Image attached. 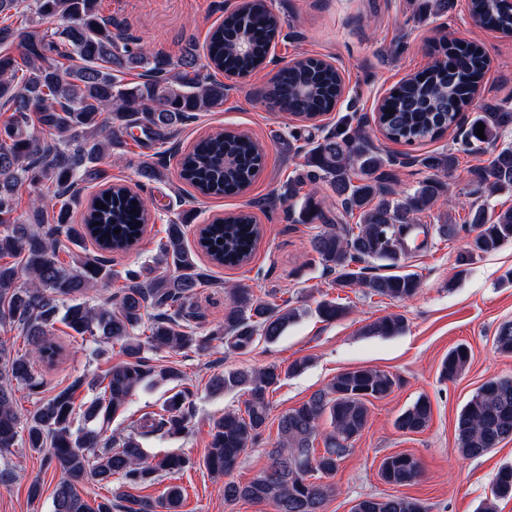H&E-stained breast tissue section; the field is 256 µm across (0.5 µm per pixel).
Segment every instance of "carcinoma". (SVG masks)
Returning <instances> with one entry per match:
<instances>
[{
    "label": "carcinoma",
    "mask_w": 512,
    "mask_h": 512,
    "mask_svg": "<svg viewBox=\"0 0 512 512\" xmlns=\"http://www.w3.org/2000/svg\"><path fill=\"white\" fill-rule=\"evenodd\" d=\"M24 0H0V112L11 116L0 127V257L24 254L23 266L0 263V322H7L24 336L28 349L14 353L0 340V450L14 446L20 420L13 405V384L36 398V410L26 422L25 445L47 452L64 474L55 491V512H112V500L95 505L81 495L78 485L86 478L102 484L117 476L132 489L151 486L164 474H179L191 467V458L167 454L147 458L142 440L151 436L184 433L191 392L183 387L165 399L161 410L146 414L135 431L123 438L103 436L99 423H108L124 410L127 399L150 377L181 382L174 368L156 369L145 349H204L217 342L235 350L249 348L256 337L277 340L297 315L288 303L276 304L254 296L246 288L233 291L224 322L206 328L196 322L194 297L209 281L187 245L188 224L172 220L157 246L154 263L162 272L148 279L136 270L124 274V284L109 302L94 307L81 300L88 289L116 277L104 255H73L61 262L62 240L82 245L93 238L103 251H126L139 242L149 221L144 198L125 185H112L90 199L82 223L72 222L79 203L80 182L96 173L95 166L123 147L108 129L145 121L146 134L163 139L176 128L224 105V83L215 72L250 73L266 62L269 45L281 34L279 17L267 0H243L240 9L224 20L207 39V65L196 64L192 51L177 63L114 34L100 14L99 0H34V15L56 23L50 31H25L13 18L24 15ZM474 25L512 33V5L507 0H469ZM434 62L406 78L383 98L378 107L382 134L394 142L413 145L432 141L457 124L458 113L478 94L489 61L474 43L441 44ZM141 68L144 81L132 86L112 73L110 65ZM340 72L320 59H302L280 69L269 90L274 102L284 101L287 111L309 120L332 111L342 94ZM392 113H386V110ZM41 130L55 136L40 142L24 128L30 113ZM484 125V138L475 131ZM512 128V110L498 104L484 105L466 132L464 151L478 154L495 147ZM288 135V153L302 156L305 176L283 187L280 199L291 201L309 182L328 187L340 200L343 214L357 219L344 227L326 216L315 193L306 194L299 211L300 224H321L311 245L318 262L336 274L341 288L358 286L371 295L396 301L413 297L420 280L415 273L370 275L359 263L370 259L394 260L411 235L412 215L429 210L447 194L440 179L458 165L451 151L433 152L420 160L428 175L413 192L397 191V175L389 170L391 159L373 144L356 115H347L336 130L310 148ZM180 178L205 194L222 195L245 190L261 166V149L249 137L224 131L197 142L179 162ZM167 163L145 161L139 176L149 183L166 176ZM470 181L493 195L512 193V146L501 148L487 165L468 169ZM49 183L53 194L34 203L26 218L16 215L19 184ZM102 203L105 208L96 207ZM467 227L471 238L457 255L460 267L474 257L512 242V208L498 212L488 222L485 207H472ZM121 232L116 234L114 229ZM261 229L246 211L229 213L212 221L201 237L211 261L240 265L249 260ZM28 276V284L20 282ZM155 314L144 322L145 312ZM317 313L324 322L345 315L336 300H322ZM74 336H89L103 343H121L125 360L89 383L96 394L80 403L76 381L59 393L41 396L35 362L49 360L55 347L46 339L47 327L56 318ZM399 315L384 317L365 328L368 335L393 336L403 332ZM496 350L512 355V322L502 323L494 337ZM471 352L460 344L441 364L442 377L453 380L468 368ZM302 359L286 371L270 365L254 371L237 369L216 376L211 389L238 390L247 395L245 409L226 411L212 420L207 468L218 474L234 469L239 457L266 429L268 395L284 374L302 371ZM396 378L382 370L357 368L342 372L323 389L287 410L278 420L279 440L269 452L268 467L255 479L224 483V501L271 503L276 512H323L334 492L327 482L352 452L369 419L370 399H381L394 390ZM428 400L421 398L395 420L404 433L424 431L431 420ZM331 430L321 432L322 422ZM322 438L323 449L314 442ZM512 438V377H491L478 389L458 418L459 451L477 456ZM421 475L417 459L398 453L384 459L380 476L389 485L404 487ZM512 499V465L502 466L491 485V498L479 512H495L494 502ZM182 489L173 485L159 498L128 494L123 512H180ZM359 512H429L419 500L406 496L370 497L360 501Z\"/></svg>",
    "instance_id": "1"
}]
</instances>
